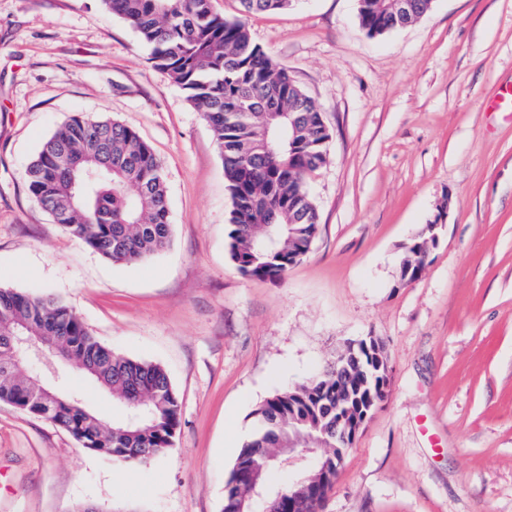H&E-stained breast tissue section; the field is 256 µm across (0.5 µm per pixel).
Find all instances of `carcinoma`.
<instances>
[{
	"label": "carcinoma",
	"instance_id": "cac0c4a2",
	"mask_svg": "<svg viewBox=\"0 0 512 512\" xmlns=\"http://www.w3.org/2000/svg\"><path fill=\"white\" fill-rule=\"evenodd\" d=\"M240 14L214 12L212 0H100L123 19L150 51L154 67L169 74L212 128L232 199L228 254L249 277L277 282L308 252L319 213L308 192L309 176L328 162L320 107L288 70L253 42L248 17L285 10L293 0H239ZM360 26L380 36L425 15L430 0H358ZM28 190L55 223L92 252L114 263L142 262L170 245L169 199L164 168L153 148L132 128L106 117L74 116L42 145L25 172ZM23 326L56 346L60 359L112 393L126 409L108 424L72 395L56 392L24 371L8 336ZM380 381L363 408L387 395ZM0 401L44 417L82 447L116 461L147 464L173 446L179 402L165 369L120 355L52 293L31 296L0 288ZM253 434L240 448L226 482L222 512L258 502L266 512L267 486L278 462L269 449L311 448V468L336 476L344 458L318 448L322 428L336 430V374L274 394L254 412ZM262 469L258 489L268 496L244 501L242 473Z\"/></svg>",
	"mask_w": 512,
	"mask_h": 512
}]
</instances>
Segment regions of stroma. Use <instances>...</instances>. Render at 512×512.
I'll return each instance as SVG.
<instances>
[{"instance_id":"35a3bbf8","label":"stroma","mask_w":512,"mask_h":512,"mask_svg":"<svg viewBox=\"0 0 512 512\" xmlns=\"http://www.w3.org/2000/svg\"><path fill=\"white\" fill-rule=\"evenodd\" d=\"M253 41L320 105V224L278 282L227 252L232 200L209 124L99 0H0V287L62 297L114 352L160 363L180 402L169 452L119 464L0 402V512H221L254 409L348 344L385 347L388 394L321 512H512V0H433L371 37L357 0H295ZM75 114L135 129L162 161L173 240L150 260L91 252L25 171ZM446 217L422 276L411 239Z\"/></svg>"}]
</instances>
